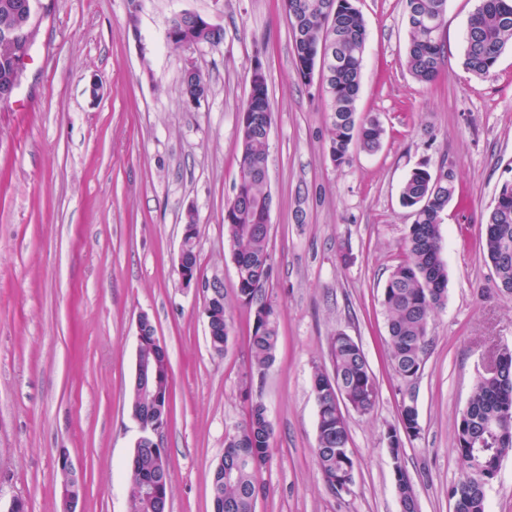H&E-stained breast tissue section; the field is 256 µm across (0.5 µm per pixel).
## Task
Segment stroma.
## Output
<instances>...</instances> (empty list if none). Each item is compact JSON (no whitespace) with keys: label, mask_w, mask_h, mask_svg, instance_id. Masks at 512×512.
Instances as JSON below:
<instances>
[{"label":"stroma","mask_w":512,"mask_h":512,"mask_svg":"<svg viewBox=\"0 0 512 512\" xmlns=\"http://www.w3.org/2000/svg\"><path fill=\"white\" fill-rule=\"evenodd\" d=\"M479 3L447 0L443 64L425 84L407 67L406 0H355L367 29L356 109L385 133L377 152L352 150L340 166L329 153L326 96L297 70L281 0H139L133 26L128 0H52L39 12L25 78L0 107V512L17 500L29 512H61L63 451L82 471V512H128L143 313L170 362L168 512H212L213 471L253 399L273 432L256 512H399L397 464L419 512H453L455 420L490 346L512 348V298L480 245L487 213L512 182V46L490 75L464 68L465 27ZM183 12L209 17L222 41L171 48L166 33ZM257 61L272 111L265 296L279 332L261 375L250 367L252 317L237 297L224 226ZM190 65L209 86L197 106L181 93ZM422 165L451 170L462 197L441 226L447 300L408 389L384 344L382 293L413 222L402 185ZM191 218L200 273L224 284L232 331L220 355L202 289L182 287L178 275ZM337 332L363 348L379 383L370 414L344 411L356 461L347 495L329 489L315 458L312 374L329 367ZM408 391L421 431L396 455L387 430Z\"/></svg>","instance_id":"obj_1"}]
</instances>
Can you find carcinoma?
<instances>
[{"label":"carcinoma","instance_id":"obj_1","mask_svg":"<svg viewBox=\"0 0 512 512\" xmlns=\"http://www.w3.org/2000/svg\"><path fill=\"white\" fill-rule=\"evenodd\" d=\"M416 15H408L407 65L420 82L437 78L443 61L439 38L440 18L446 0H407ZM22 0H0V31L17 28ZM296 61L320 62L325 74V92L330 112V156L338 165L350 160L352 148L374 153L381 147L384 129L375 116H358L356 100L366 47V26L353 0H283ZM512 44V0H481L466 27L464 68L478 76L494 69L505 47ZM335 60H329V47ZM21 43L0 39V79L15 64ZM272 122L267 82L249 87L238 126L239 178L235 194L224 206V224L236 264L239 300L253 312L249 348L254 369L262 374L275 357L277 311L256 287L269 277L268 232L271 193L267 176L266 128ZM453 174L437 182L426 165L406 177L401 205L412 211L414 222L404 238L406 259L391 272L382 294L387 315V346L398 378L410 384L417 380L430 346L429 324L434 311L446 297L448 271L440 259V224L448 204L459 197ZM483 253L491 263L501 291L512 295V183L502 185L497 201L484 223ZM141 354L156 358L158 378L149 393L130 390L131 413L144 423L169 413V388L163 357L150 347ZM331 369L316 367L312 388L318 405V469L336 488L340 475L354 479L352 456L341 452L349 445V427L337 407L345 404L359 414H369L379 391L376 378L360 345L338 332L329 339ZM503 371L480 376L469 399L470 419L458 416L455 423V452L460 477L449 496L454 512H485V489L497 458L512 452V350L501 349ZM333 379L336 386L326 381ZM399 423L403 435L420 433L418 411L404 402ZM272 428L265 404L250 403L246 424L228 437L222 463L212 478L215 512H255L257 474L267 461ZM132 512H162L170 492L171 469L168 451L150 447L144 440L133 448L128 471Z\"/></svg>","mask_w":512,"mask_h":512}]
</instances>
